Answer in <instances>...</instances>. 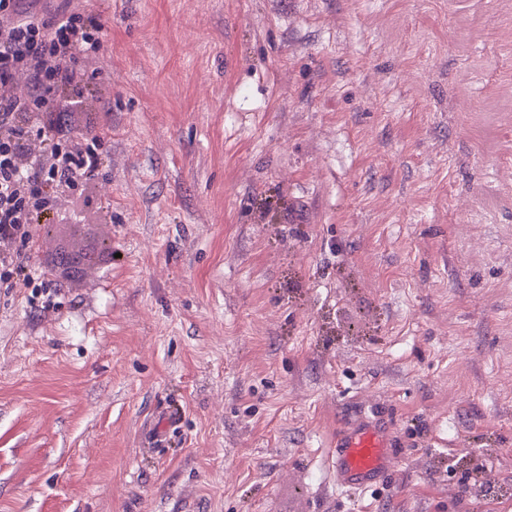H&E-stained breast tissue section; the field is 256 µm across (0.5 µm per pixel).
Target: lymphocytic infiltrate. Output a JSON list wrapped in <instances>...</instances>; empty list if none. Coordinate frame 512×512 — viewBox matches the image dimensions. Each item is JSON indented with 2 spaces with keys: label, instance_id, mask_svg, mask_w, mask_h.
Returning <instances> with one entry per match:
<instances>
[{
  "label": "lymphocytic infiltrate",
  "instance_id": "1",
  "mask_svg": "<svg viewBox=\"0 0 512 512\" xmlns=\"http://www.w3.org/2000/svg\"><path fill=\"white\" fill-rule=\"evenodd\" d=\"M19 0H0L13 16L0 28V288H10L28 259L17 247L25 226L58 207L60 197L92 179L96 138L74 135L57 113L53 92L81 93L78 61H95L108 22L76 12L50 19L17 18Z\"/></svg>",
  "mask_w": 512,
  "mask_h": 512
}]
</instances>
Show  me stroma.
Here are the masks:
<instances>
[{"label": "stroma", "mask_w": 512, "mask_h": 512, "mask_svg": "<svg viewBox=\"0 0 512 512\" xmlns=\"http://www.w3.org/2000/svg\"><path fill=\"white\" fill-rule=\"evenodd\" d=\"M109 24L64 196L103 248L0 292V512H512V8L22 0ZM389 430L337 490L336 432ZM393 458L391 445L381 431L355 424L341 434L332 452L336 485L363 492L383 483Z\"/></svg>", "instance_id": "stroma-1"}]
</instances>
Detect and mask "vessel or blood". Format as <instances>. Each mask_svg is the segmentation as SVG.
I'll return each mask as SVG.
<instances>
[{"instance_id":"obj_1","label":"vessel or blood","mask_w":512,"mask_h":512,"mask_svg":"<svg viewBox=\"0 0 512 512\" xmlns=\"http://www.w3.org/2000/svg\"><path fill=\"white\" fill-rule=\"evenodd\" d=\"M393 458L391 445L381 431L355 424L341 434L332 452L336 484L361 492L383 483Z\"/></svg>"}]
</instances>
